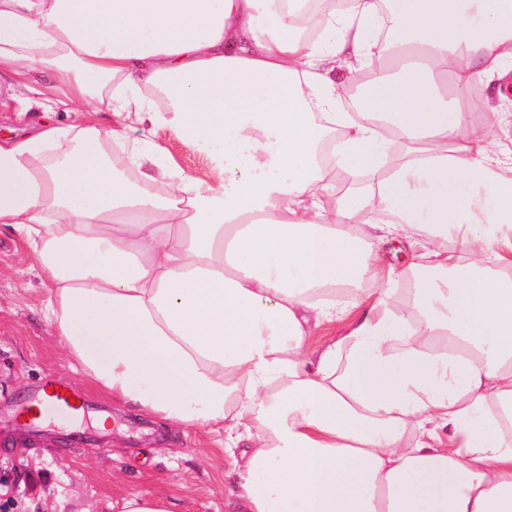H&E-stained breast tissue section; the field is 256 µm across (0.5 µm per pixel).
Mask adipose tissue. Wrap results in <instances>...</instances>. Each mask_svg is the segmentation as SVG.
Instances as JSON below:
<instances>
[{"label":"adipose tissue","mask_w":512,"mask_h":512,"mask_svg":"<svg viewBox=\"0 0 512 512\" xmlns=\"http://www.w3.org/2000/svg\"><path fill=\"white\" fill-rule=\"evenodd\" d=\"M309 2L0 0L7 100L35 72L75 116L0 136V228L97 387L223 434L240 512H512V163L466 94L512 64V0H321L307 37ZM153 140L164 147L184 172L202 176L206 170L202 153L174 138L166 127H157Z\"/></svg>","instance_id":"adipose-tissue-1"}]
</instances>
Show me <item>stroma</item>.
Listing matches in <instances>:
<instances>
[{
  "label": "stroma",
  "mask_w": 512,
  "mask_h": 512,
  "mask_svg": "<svg viewBox=\"0 0 512 512\" xmlns=\"http://www.w3.org/2000/svg\"><path fill=\"white\" fill-rule=\"evenodd\" d=\"M47 290L19 238L0 233V512H113L132 492L171 512H226L224 438L164 423L112 400L69 359L41 307ZM56 379L88 405L26 426L32 392ZM107 417L109 430L96 422Z\"/></svg>",
  "instance_id": "35a3bbf8"
}]
</instances>
